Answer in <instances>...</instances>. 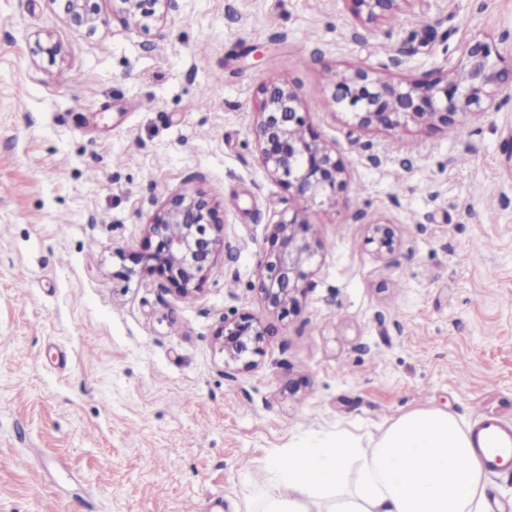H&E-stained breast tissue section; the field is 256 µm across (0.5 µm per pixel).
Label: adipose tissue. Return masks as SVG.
<instances>
[{"mask_svg":"<svg viewBox=\"0 0 512 512\" xmlns=\"http://www.w3.org/2000/svg\"><path fill=\"white\" fill-rule=\"evenodd\" d=\"M270 484L244 512H489L469 431L423 408L369 443L344 431L289 443L266 460Z\"/></svg>","mask_w":512,"mask_h":512,"instance_id":"ef3b65f1","label":"adipose tissue"}]
</instances>
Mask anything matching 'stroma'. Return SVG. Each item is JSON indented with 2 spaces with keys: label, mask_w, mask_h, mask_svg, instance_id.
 <instances>
[{
  "label": "stroma",
  "mask_w": 512,
  "mask_h": 512,
  "mask_svg": "<svg viewBox=\"0 0 512 512\" xmlns=\"http://www.w3.org/2000/svg\"><path fill=\"white\" fill-rule=\"evenodd\" d=\"M98 8L89 30L66 0H0V512H238L299 438L430 407L512 421V99L387 133L351 127L327 80L429 81L474 39L511 58L512 0H406L373 27L346 0H173L145 30ZM267 81L344 160L335 204L261 167ZM182 190L220 203L230 247L188 299L131 261ZM300 207L321 249L281 318L258 263ZM242 313L271 327L251 370L215 340ZM390 223H372L370 227L371 235L367 241L375 245L377 253H390L395 246L394 236L388 227Z\"/></svg>",
  "instance_id": "35a3bbf8"
}]
</instances>
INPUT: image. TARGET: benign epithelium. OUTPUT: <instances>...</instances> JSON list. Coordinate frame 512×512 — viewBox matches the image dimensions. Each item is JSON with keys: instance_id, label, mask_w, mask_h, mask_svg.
<instances>
[{"instance_id": "1", "label": "benign epithelium", "mask_w": 512, "mask_h": 512, "mask_svg": "<svg viewBox=\"0 0 512 512\" xmlns=\"http://www.w3.org/2000/svg\"><path fill=\"white\" fill-rule=\"evenodd\" d=\"M172 0H112L114 12L127 25L147 27L156 5ZM361 24L374 25L402 11L405 0H345ZM71 22L95 29L98 10L92 0H69ZM500 55L476 41L463 50L460 61L438 79L393 84L372 68L357 66L330 84L332 102L360 128L397 131L410 123L435 117L448 124L454 117L487 112L512 98V67L499 66ZM254 135L259 160L269 176L304 203L332 202L347 185L346 164L308 122L298 91L279 82L261 87ZM368 242L377 253H390L394 236L386 223H373ZM257 273V291L266 308L285 317L304 297L320 244L313 224L297 209L272 225ZM224 242L218 205L200 191L172 194L146 225L144 252L132 256L143 271L158 277L180 297L202 290ZM268 329L250 314L224 318L216 332L224 365H257Z\"/></svg>"}]
</instances>
